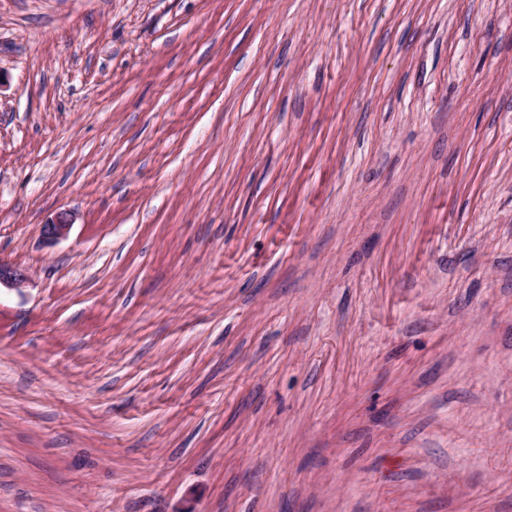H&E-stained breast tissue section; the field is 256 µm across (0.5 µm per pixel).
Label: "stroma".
Wrapping results in <instances>:
<instances>
[{
  "label": "stroma",
  "mask_w": 512,
  "mask_h": 512,
  "mask_svg": "<svg viewBox=\"0 0 512 512\" xmlns=\"http://www.w3.org/2000/svg\"><path fill=\"white\" fill-rule=\"evenodd\" d=\"M0 260V512H512V0H0Z\"/></svg>",
  "instance_id": "stroma-1"
}]
</instances>
